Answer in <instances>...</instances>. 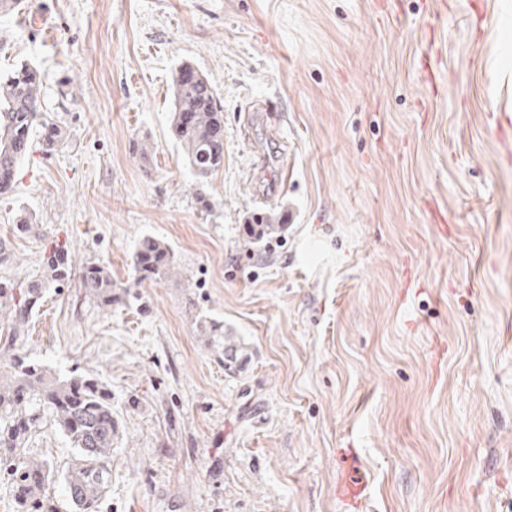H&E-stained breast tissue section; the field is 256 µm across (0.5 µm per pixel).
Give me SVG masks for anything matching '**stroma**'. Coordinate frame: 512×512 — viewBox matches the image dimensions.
Here are the masks:
<instances>
[{
    "instance_id": "1",
    "label": "stroma",
    "mask_w": 512,
    "mask_h": 512,
    "mask_svg": "<svg viewBox=\"0 0 512 512\" xmlns=\"http://www.w3.org/2000/svg\"><path fill=\"white\" fill-rule=\"evenodd\" d=\"M184 62L224 108L205 209L168 131ZM23 63L67 139L0 194V282L68 252L18 342L112 391L100 512H512V0H24L0 71ZM270 211L287 231L248 244ZM147 235L178 268L140 284ZM82 287L102 308L114 302L112 276L103 265L90 263L82 272ZM198 328L205 344L220 351V354L224 355L225 367L230 369L231 363L237 361L238 345L233 336H229L224 332V324L222 322L201 320L199 321ZM347 457L344 476L337 486V492L342 499L358 504L367 499V481L359 461L352 454H347Z\"/></svg>"
}]
</instances>
